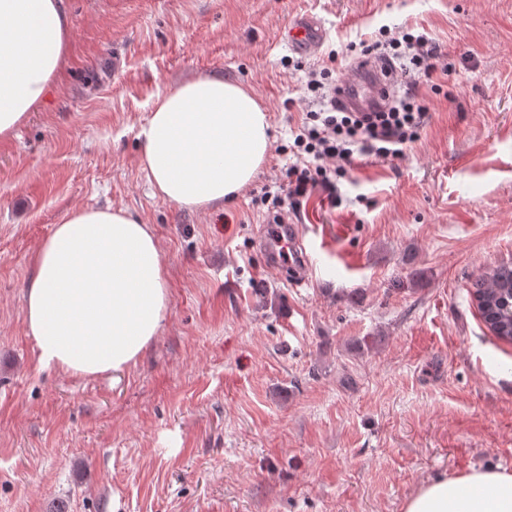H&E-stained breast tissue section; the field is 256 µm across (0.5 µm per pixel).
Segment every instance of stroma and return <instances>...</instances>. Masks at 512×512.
Returning <instances> with one entry per match:
<instances>
[{
    "instance_id": "35a3bbf8",
    "label": "stroma",
    "mask_w": 512,
    "mask_h": 512,
    "mask_svg": "<svg viewBox=\"0 0 512 512\" xmlns=\"http://www.w3.org/2000/svg\"><path fill=\"white\" fill-rule=\"evenodd\" d=\"M69 52L42 109L0 140V512H402L421 483L512 469V344L469 283L512 262V0H69ZM319 18L318 53L282 35ZM412 26L456 73L420 87L406 157H362L289 209L307 282L266 264L261 187L294 157L310 64ZM198 75L244 85L270 149L239 197L152 195L140 133ZM152 226L169 272L163 329L131 371L41 368L26 333L30 258L75 209Z\"/></svg>"
}]
</instances>
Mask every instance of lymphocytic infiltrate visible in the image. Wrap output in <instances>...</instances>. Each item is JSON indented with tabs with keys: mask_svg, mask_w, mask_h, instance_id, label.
Returning a JSON list of instances; mask_svg holds the SVG:
<instances>
[{
	"mask_svg": "<svg viewBox=\"0 0 512 512\" xmlns=\"http://www.w3.org/2000/svg\"><path fill=\"white\" fill-rule=\"evenodd\" d=\"M359 54L398 62L402 77L414 87L425 84L435 90L454 75L452 67L442 65L439 45L427 34L408 28L381 27L375 38L362 43ZM336 59V51H329L326 60L308 71V108L288 147L295 162L286 171L283 189L266 188L259 197L270 223H283L286 206L298 205L316 191L335 196L337 178L348 173L356 156L403 159L428 122V107L413 95L396 105L381 103L367 111L337 104Z\"/></svg>",
	"mask_w": 512,
	"mask_h": 512,
	"instance_id": "obj_1",
	"label": "lymphocytic infiltrate"
}]
</instances>
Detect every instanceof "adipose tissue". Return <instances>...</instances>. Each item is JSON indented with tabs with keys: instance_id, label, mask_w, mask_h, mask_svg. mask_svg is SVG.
I'll list each match as a JSON object with an SVG mask.
<instances>
[{
	"instance_id": "adipose-tissue-1",
	"label": "adipose tissue",
	"mask_w": 512,
	"mask_h": 512,
	"mask_svg": "<svg viewBox=\"0 0 512 512\" xmlns=\"http://www.w3.org/2000/svg\"><path fill=\"white\" fill-rule=\"evenodd\" d=\"M69 23L67 0H0V138L44 105ZM269 127L236 82L200 76L159 96L141 133L153 195L195 210L232 200L263 164ZM168 282L151 225L109 206L70 212L30 265L25 325L40 366L89 379L134 369L163 328ZM402 512H512V470L422 483Z\"/></svg>"
}]
</instances>
